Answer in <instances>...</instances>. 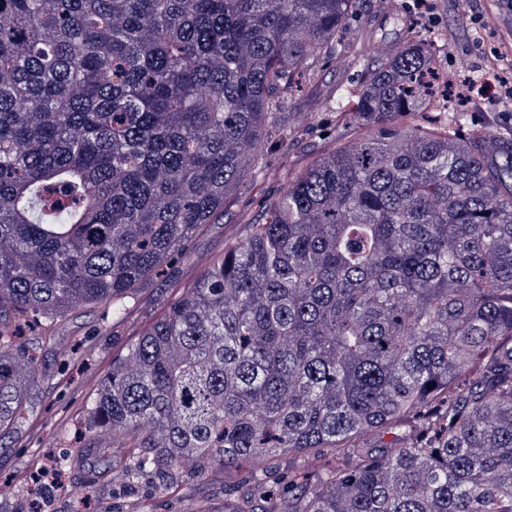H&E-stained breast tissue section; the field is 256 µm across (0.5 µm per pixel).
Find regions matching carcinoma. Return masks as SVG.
<instances>
[{
  "mask_svg": "<svg viewBox=\"0 0 512 512\" xmlns=\"http://www.w3.org/2000/svg\"><path fill=\"white\" fill-rule=\"evenodd\" d=\"M357 0H0V434L51 324L164 271L281 182L88 406L121 478L244 465L224 512H512V139L430 112V40L352 43L356 133L265 167ZM393 434L386 441L384 433ZM280 192L277 182L255 181L243 186L224 202V215L216 217L214 224H203L198 229L188 243L186 255L169 266L168 274L183 285L190 284L205 265L224 254V247L243 237V227L238 224L241 215L249 213L258 219Z\"/></svg>",
  "mask_w": 512,
  "mask_h": 512,
  "instance_id": "obj_1",
  "label": "carcinoma"
}]
</instances>
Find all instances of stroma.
<instances>
[{
	"instance_id": "35a3bbf8",
	"label": "stroma",
	"mask_w": 512,
	"mask_h": 512,
	"mask_svg": "<svg viewBox=\"0 0 512 512\" xmlns=\"http://www.w3.org/2000/svg\"><path fill=\"white\" fill-rule=\"evenodd\" d=\"M394 1L396 6L391 9L387 0H361L345 22L341 44H348L357 31L390 11L407 19V38L441 33V65L454 91H461L470 76L480 78L479 88L465 96V110L475 130L512 139V103L498 102L495 97L500 80L512 81V66L489 67L484 53L492 36L475 19L476 12H493L501 26H512V8L506 0H430L426 7L419 0ZM361 76L360 68L329 60L310 71L301 91L289 97L285 120L297 124L314 112L325 130L299 140L272 141L264 163L283 165L289 173L298 174L338 146L346 134L339 115L350 109L348 101L339 100V89H356ZM280 192L279 183L256 181L227 198L223 215L198 229L186 255L170 265L167 276L151 278L132 291L124 321H114L101 307L74 310L58 326V340L52 346L43 343L38 327H24L21 342L31 347L42 378L23 404L20 423L0 440V512H75L78 489L89 494L95 512H138L145 499L151 501L153 512H185L193 504L218 512L224 505L225 487L246 488L245 471L220 466L200 475L183 473L163 490L152 473L135 484L118 481L112 476V466L123 457V449H113L108 459L80 452L92 439L84 407L117 355L176 301L178 292L171 288V280L190 284L205 265L223 255L225 247L241 239V215L260 217ZM72 457L76 465L63 475L53 494L30 492L36 460Z\"/></svg>"
}]
</instances>
